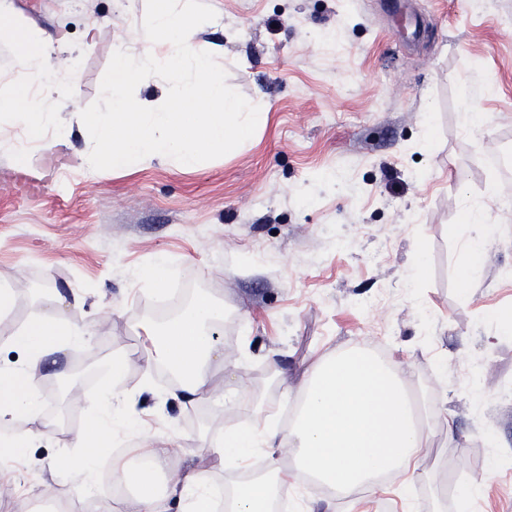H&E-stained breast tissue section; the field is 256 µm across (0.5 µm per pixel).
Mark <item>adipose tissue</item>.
<instances>
[{
	"mask_svg": "<svg viewBox=\"0 0 512 512\" xmlns=\"http://www.w3.org/2000/svg\"><path fill=\"white\" fill-rule=\"evenodd\" d=\"M0 30L15 33L22 50L21 69L42 77L41 93L54 99V107L42 106L25 86L0 79V112L25 129L37 142L57 145L68 137L58 119V108L71 100L70 88L52 80L55 41L51 35L25 25L10 0H0ZM224 321V307L212 299H195L175 319L150 328L154 349L139 364L144 377H151L156 364H166L180 378L178 389L184 402L195 401L214 375V366L224 360V347L215 333ZM91 337L71 323L62 306L41 311L15 333L13 346L23 354L14 365L0 366V429L34 414L40 400L35 382L40 365L60 360L71 346L88 345ZM97 436L112 440L133 435L144 448L147 467L132 468L113 461L114 483L131 491V512H169L170 500H178L181 512H210L211 481L195 466L166 471L167 449L132 419L128 400L121 390L102 394L89 403ZM429 415L415 400L403 365L387 363L356 349H347L314 360L305 374L303 397L294 422L281 427L263 421L246 433H232L213 444L211 453L225 470L240 469L253 449L275 455L292 449L299 470L328 491V503L349 498L360 491L382 488L385 475L402 477L404 484L426 480L425 448L431 441ZM99 454L93 441L80 436L72 440L58 460L60 466L80 472L83 492L74 501L82 512L87 499L97 492ZM166 471L164 490H157L155 474ZM286 487L278 465L232 480L226 496V512H273Z\"/></svg>",
	"mask_w": 512,
	"mask_h": 512,
	"instance_id": "ef3b65f1",
	"label": "adipose tissue"
}]
</instances>
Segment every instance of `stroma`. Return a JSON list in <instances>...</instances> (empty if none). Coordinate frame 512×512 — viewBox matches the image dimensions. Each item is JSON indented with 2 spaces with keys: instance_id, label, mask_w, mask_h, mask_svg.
Wrapping results in <instances>:
<instances>
[{
  "instance_id": "obj_1",
  "label": "stroma",
  "mask_w": 512,
  "mask_h": 512,
  "mask_svg": "<svg viewBox=\"0 0 512 512\" xmlns=\"http://www.w3.org/2000/svg\"><path fill=\"white\" fill-rule=\"evenodd\" d=\"M13 2L64 41L56 69L71 75L74 103L60 120L73 135L23 158L0 150V280L15 294L0 316V362L18 358L10 338L58 294L93 342L38 372V414L11 434L51 435L9 455L0 512H25V491L46 483L74 498L81 474L55 461L92 431L85 401L114 357L143 353L162 300L181 307L199 294L224 303L211 390L183 404L160 375L143 389L135 366L119 383L160 441L178 434L173 468L195 465L223 486L210 441L254 426L258 400L286 420L319 356L372 349L442 410L425 450L430 479L408 497L392 479L334 512H457L475 479L485 482L475 512H512V334L498 324L512 314V0H206L217 17L193 39L219 46L228 85L266 103L262 124L192 169L105 171L85 163L80 112L112 54L138 53L146 0ZM403 12L418 35L399 34ZM474 202L487 205L489 229L467 286ZM160 264L163 290L129 276ZM227 394L237 404L224 409Z\"/></svg>"
}]
</instances>
